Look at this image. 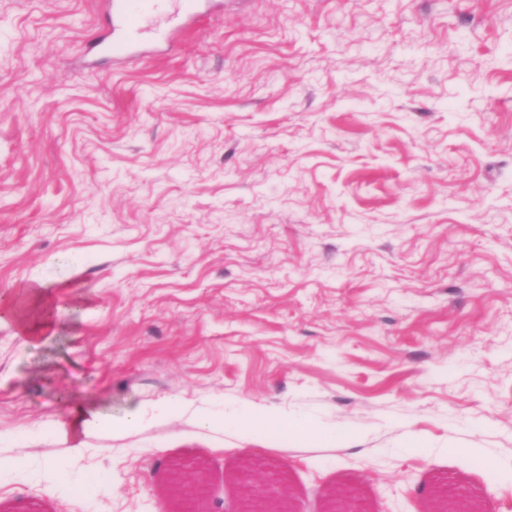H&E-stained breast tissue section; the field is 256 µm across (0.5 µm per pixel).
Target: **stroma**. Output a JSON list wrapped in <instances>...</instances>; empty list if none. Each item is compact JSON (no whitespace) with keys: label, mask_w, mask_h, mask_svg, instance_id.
Segmentation results:
<instances>
[{"label":"stroma","mask_w":512,"mask_h":512,"mask_svg":"<svg viewBox=\"0 0 512 512\" xmlns=\"http://www.w3.org/2000/svg\"><path fill=\"white\" fill-rule=\"evenodd\" d=\"M213 2L117 61L102 0H0V293H83L0 319V505L176 512L198 466L512 512V0ZM66 393L149 422L57 490Z\"/></svg>","instance_id":"1"}]
</instances>
